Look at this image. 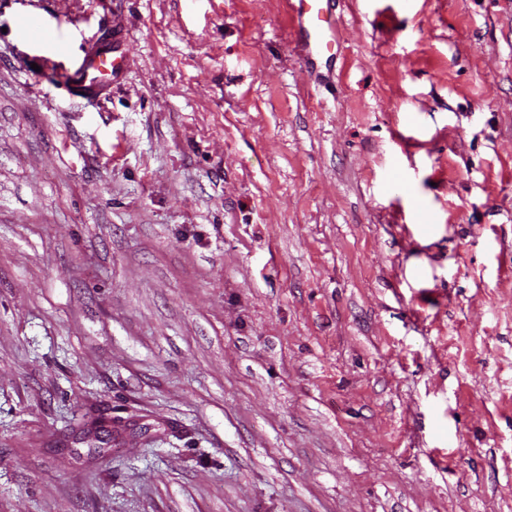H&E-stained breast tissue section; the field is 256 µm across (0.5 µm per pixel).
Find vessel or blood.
I'll list each match as a JSON object with an SVG mask.
<instances>
[{
	"label": "vessel or blood",
	"mask_w": 512,
	"mask_h": 512,
	"mask_svg": "<svg viewBox=\"0 0 512 512\" xmlns=\"http://www.w3.org/2000/svg\"><path fill=\"white\" fill-rule=\"evenodd\" d=\"M287 12L295 25L300 52L310 68L336 59V0H286ZM127 66L125 36L113 25L109 38L84 42L81 54L71 59L60 82L68 93L91 99L109 95L121 84Z\"/></svg>",
	"instance_id": "1"
}]
</instances>
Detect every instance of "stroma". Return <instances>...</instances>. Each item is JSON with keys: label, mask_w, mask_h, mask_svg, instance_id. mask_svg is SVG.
<instances>
[{"label": "stroma", "mask_w": 512, "mask_h": 512, "mask_svg": "<svg viewBox=\"0 0 512 512\" xmlns=\"http://www.w3.org/2000/svg\"><path fill=\"white\" fill-rule=\"evenodd\" d=\"M339 12L0 0V512H512V0ZM294 22L302 57L315 70L318 63L336 61L337 28L335 0H286ZM127 61L123 29L113 19L112 37L85 41L81 54L70 60L59 81L70 94L101 99L122 83Z\"/></svg>", "instance_id": "35a3bbf8"}]
</instances>
